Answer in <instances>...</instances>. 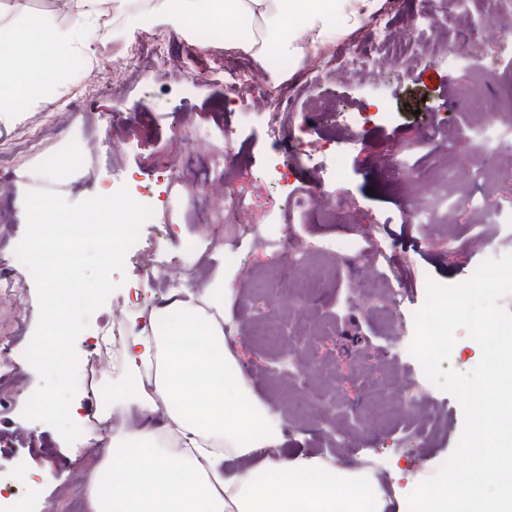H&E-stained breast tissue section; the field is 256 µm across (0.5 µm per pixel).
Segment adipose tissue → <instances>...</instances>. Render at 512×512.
<instances>
[{"label": "adipose tissue", "instance_id": "obj_1", "mask_svg": "<svg viewBox=\"0 0 512 512\" xmlns=\"http://www.w3.org/2000/svg\"><path fill=\"white\" fill-rule=\"evenodd\" d=\"M376 0H59L56 13L30 15L20 0H0V119L11 103L41 104L40 78L72 80L67 60L92 61L94 46L127 19L145 16L173 26L191 20L230 21L247 31L240 48L257 57L269 49L288 17L300 15L313 42L358 25ZM223 275L203 286L173 287L150 315L131 310L122 347L121 379L109 407L94 416L67 411L76 430H96L102 462L88 486V512H383L367 502L363 474L302 455L273 458L278 416L252 393L226 346ZM163 412L160 429L113 432V412ZM262 430H254V420Z\"/></svg>", "mask_w": 512, "mask_h": 512}]
</instances>
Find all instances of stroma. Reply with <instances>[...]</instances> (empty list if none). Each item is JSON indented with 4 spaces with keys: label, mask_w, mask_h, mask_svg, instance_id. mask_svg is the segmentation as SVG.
I'll list each match as a JSON object with an SVG mask.
<instances>
[{
    "label": "stroma",
    "mask_w": 512,
    "mask_h": 512,
    "mask_svg": "<svg viewBox=\"0 0 512 512\" xmlns=\"http://www.w3.org/2000/svg\"><path fill=\"white\" fill-rule=\"evenodd\" d=\"M445 25L437 36L421 37L407 77L340 60L304 85L305 66L296 59L282 73L274 54L217 64L198 51L193 67L204 77L192 92L161 73L119 92L104 86L89 93L76 83L62 96L73 122L45 124L34 144L23 117L0 122V149L11 152L0 164V275L24 294L21 308L0 304V338L16 340L6 361L16 379L0 393V486L21 494L22 471L43 473L26 512H70L73 502H86L99 451L92 432L69 445L53 427L22 415L39 385L23 357L39 316L35 283L12 261L25 232L24 198L52 189L76 203L109 185L155 203L156 220L143 225L124 271L113 273L118 288L78 336L79 357L91 353L113 306L137 287L148 286L150 305L166 299L174 282L196 285L223 272L232 290L224 310L229 348L254 396L281 421L282 455L366 473L386 495L384 512H408L407 495L453 451L463 414L452 395L422 384L410 367L394 372V354L412 341L428 280L461 282L483 260L512 253V149L484 156L464 143L484 101L502 98L512 81V12L490 23L484 0H465L461 8L449 5ZM452 29L469 35L462 69L448 64ZM262 71L303 88L284 117L286 135L276 139L266 117L247 116L224 99L227 74ZM472 86L477 97L458 106ZM351 112L363 113L365 124L347 125ZM222 130L228 140L219 162L214 138ZM87 135L102 148L83 171L49 177L44 159ZM336 152L343 155L346 204L331 217L305 194L324 178L321 157ZM403 161L418 179L403 180ZM222 167L231 189L251 204L249 232L224 221L213 192ZM489 203L501 223H488ZM273 225L301 249L300 263L267 243ZM189 240L198 243L190 256L183 250ZM346 240L356 245L352 254H333ZM149 250L163 255L169 270L146 275L140 259ZM228 251L237 253L235 264H225ZM274 317L283 336L298 341L300 372L279 368L284 353L268 332Z\"/></svg>",
    "instance_id": "stroma-1"
}]
</instances>
